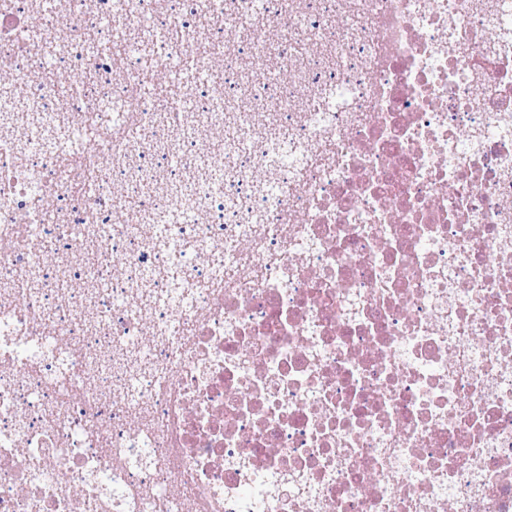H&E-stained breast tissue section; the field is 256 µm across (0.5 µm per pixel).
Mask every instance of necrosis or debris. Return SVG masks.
Returning a JSON list of instances; mask_svg holds the SVG:
<instances>
[{
	"label": "necrosis or debris",
	"mask_w": 512,
	"mask_h": 512,
	"mask_svg": "<svg viewBox=\"0 0 512 512\" xmlns=\"http://www.w3.org/2000/svg\"><path fill=\"white\" fill-rule=\"evenodd\" d=\"M210 6L229 48L201 65L231 82L182 78L192 112L125 107L171 43L81 92L76 140L0 135V512H512V0ZM31 10L0 0L2 127L14 99L60 107ZM103 17L62 0L44 27L80 55ZM91 238L103 260L59 291Z\"/></svg>",
	"instance_id": "1"
}]
</instances>
